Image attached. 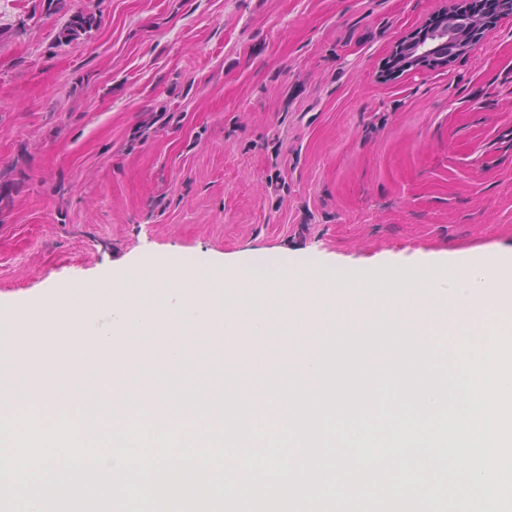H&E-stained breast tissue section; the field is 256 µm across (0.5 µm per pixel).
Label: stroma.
<instances>
[{
	"instance_id": "obj_1",
	"label": "stroma",
	"mask_w": 512,
	"mask_h": 512,
	"mask_svg": "<svg viewBox=\"0 0 512 512\" xmlns=\"http://www.w3.org/2000/svg\"><path fill=\"white\" fill-rule=\"evenodd\" d=\"M455 0H0V298L171 250L341 265L512 251V13L383 78ZM79 10L99 27L57 35ZM431 482L481 507L451 461Z\"/></svg>"
}]
</instances>
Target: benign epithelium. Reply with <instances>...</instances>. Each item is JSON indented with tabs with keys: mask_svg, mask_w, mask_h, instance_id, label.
<instances>
[{
	"mask_svg": "<svg viewBox=\"0 0 512 512\" xmlns=\"http://www.w3.org/2000/svg\"><path fill=\"white\" fill-rule=\"evenodd\" d=\"M487 36L480 18H455L443 13L407 35L392 56L390 75L407 71L446 68L464 51L474 49Z\"/></svg>",
	"mask_w": 512,
	"mask_h": 512,
	"instance_id": "7a95c632",
	"label": "benign epithelium"
}]
</instances>
